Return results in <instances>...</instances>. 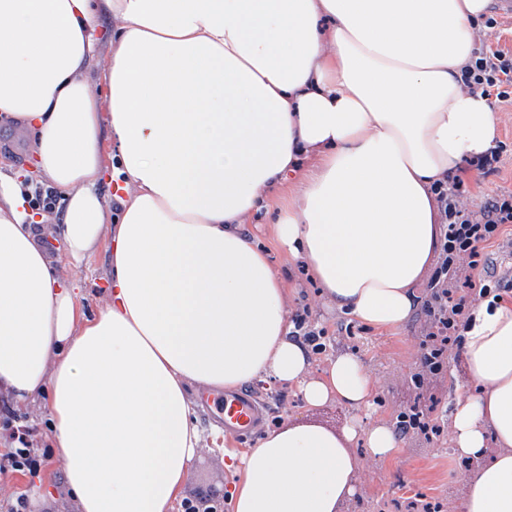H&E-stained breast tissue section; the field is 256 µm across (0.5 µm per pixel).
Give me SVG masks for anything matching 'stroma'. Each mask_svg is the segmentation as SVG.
<instances>
[{
  "label": "stroma",
  "mask_w": 512,
  "mask_h": 512,
  "mask_svg": "<svg viewBox=\"0 0 512 512\" xmlns=\"http://www.w3.org/2000/svg\"><path fill=\"white\" fill-rule=\"evenodd\" d=\"M498 138L509 150L500 158L496 172L470 180L469 204L483 205L497 194L512 191V104L495 106ZM34 155L28 132L16 123L0 121V159L11 162L6 173L23 186H31L29 170ZM279 216L278 210L255 213L249 231L269 247L274 265L279 268L289 286V314L308 310L309 323L325 329L324 352L313 355L312 368H324L330 354L348 352L357 356L367 367L375 384L376 400L369 411L371 420L395 426L398 413L416 405L436 406L440 416H448L458 394L457 387L466 383L459 349L448 354L446 367L438 376L426 377L423 385H415L414 377L421 371L418 343L428 330L422 311H415L402 328L376 330L357 319L328 306L319 288L300 260H291L287 252L272 241L271 227ZM59 269L76 294L78 305L95 315L105 308L109 286L108 253L105 247L85 257L80 263L61 261ZM250 390L266 407L265 429H273L284 421L315 422L334 431H341L353 415L345 404L330 402L317 408L307 407L289 386L253 382ZM215 405L197 404L196 424L201 432L202 448L190 464L182 487L181 502L197 499L230 512L227 498L233 479L218 453L223 445L243 451L255 447V440L225 438L224 431L213 420ZM400 446L392 458L380 459L364 448H355L358 465L357 493L345 512H408V500L422 493L447 501L453 512H463L466 466L448 444L447 436L429 441L416 434L400 436ZM28 490L27 512H74V502L64 481V465L53 459L41 469L39 476L14 475L0 482V504L13 496L16 488ZM180 504L171 512H182Z\"/></svg>",
  "instance_id": "stroma-1"
}]
</instances>
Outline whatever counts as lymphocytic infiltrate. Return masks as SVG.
<instances>
[{"instance_id":"f902f5d3","label":"lymphocytic infiltrate","mask_w":512,"mask_h":512,"mask_svg":"<svg viewBox=\"0 0 512 512\" xmlns=\"http://www.w3.org/2000/svg\"><path fill=\"white\" fill-rule=\"evenodd\" d=\"M464 85L498 102L512 100V56L501 50L475 51L462 74ZM436 194L443 208L445 223L440 244V265L426 287L422 311L431 324L430 332L419 343L420 361L426 375L443 372L450 347L459 344L468 302L487 297L504 300L499 281L489 275L488 247L512 224V193L493 198L479 210L464 207L469 194L462 175H455L451 186H437ZM484 276L472 280L473 271ZM30 427L14 430L10 445L0 451V477L18 473L37 474L47 463V453H36L29 439Z\"/></svg>"}]
</instances>
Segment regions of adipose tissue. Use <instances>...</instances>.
Wrapping results in <instances>:
<instances>
[{
	"mask_svg": "<svg viewBox=\"0 0 512 512\" xmlns=\"http://www.w3.org/2000/svg\"><path fill=\"white\" fill-rule=\"evenodd\" d=\"M489 3L0 0V114L30 132L62 195L69 259L109 241L110 302L90 316L20 184L0 179V392L47 397L77 512H169L202 442L187 385L269 377L311 407L371 408L358 357L311 372L285 280L246 224L273 205L270 187L298 181L277 243L340 311L404 326L439 252L435 186L496 146L492 105L461 79ZM104 45L106 115L89 78ZM106 174L126 193L115 212ZM461 351L480 386L449 414L451 448L477 463L463 507L512 512V309L472 307ZM358 443L382 459L399 446L387 424L355 417L339 433L288 422L223 448L231 512H342Z\"/></svg>",
	"mask_w": 512,
	"mask_h": 512,
	"instance_id": "ef3b65f1",
	"label": "adipose tissue"
}]
</instances>
